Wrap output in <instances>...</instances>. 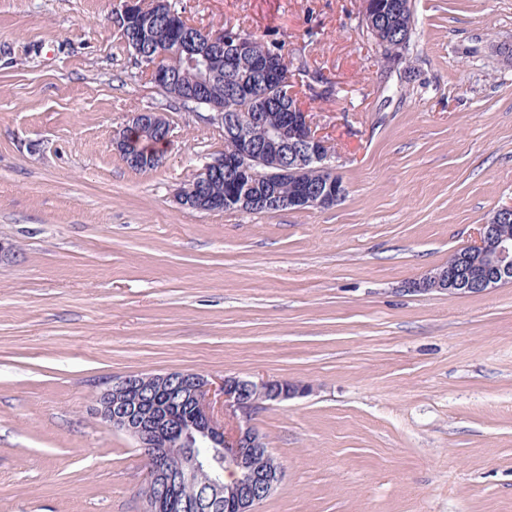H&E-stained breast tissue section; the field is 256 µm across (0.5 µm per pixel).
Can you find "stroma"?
<instances>
[{"mask_svg": "<svg viewBox=\"0 0 512 512\" xmlns=\"http://www.w3.org/2000/svg\"><path fill=\"white\" fill-rule=\"evenodd\" d=\"M282 45L346 194L198 211L224 133L149 81L122 0H0V512H142L146 460L96 394L130 374L300 381L256 414L255 512H512V284L410 291L512 203V0H412L390 67L360 0H175ZM161 112L162 165L113 132Z\"/></svg>", "mask_w": 512, "mask_h": 512, "instance_id": "1", "label": "stroma"}]
</instances>
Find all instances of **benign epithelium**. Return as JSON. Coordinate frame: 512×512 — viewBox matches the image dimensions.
Listing matches in <instances>:
<instances>
[{"label": "benign epithelium", "instance_id": "obj_1", "mask_svg": "<svg viewBox=\"0 0 512 512\" xmlns=\"http://www.w3.org/2000/svg\"><path fill=\"white\" fill-rule=\"evenodd\" d=\"M163 6L166 0H123L115 22L134 35L148 32L145 5ZM362 25L373 31L380 49L401 47L379 18L376 4L365 6ZM220 30L200 28L174 40L153 34L154 58L141 57L150 81L159 90L175 88L161 60L185 57L196 67L201 90L211 88L218 76L210 69L212 49ZM234 56L250 52L239 33L226 36ZM279 98L286 107L281 120L266 127L256 139L250 129L262 123L264 113L246 115L211 112L207 121L224 130V152L203 165L190 186L179 191L182 205L199 211L251 212L259 207L280 210L324 209L336 204L346 187L331 164L330 143L313 126L291 75L277 71ZM170 126L163 114L140 112L119 131L114 144L122 157L130 156L135 140L166 141ZM325 177L318 183L302 179L308 169ZM294 183L292 194L279 193V183ZM225 181L230 192L222 197L212 191ZM512 206L495 210L480 225L479 242L458 253L455 263L441 266L413 284L415 291L439 290L451 296L485 293L512 282ZM310 386L281 380L253 381L226 375L214 384L200 373L129 375L117 378L97 396L99 413L108 427L130 436L149 458L142 490L143 512H221L230 505L236 512H255L282 478V465L269 451L266 436L252 424L254 414L267 405L279 404L306 394ZM235 426L224 428V415ZM232 468V480L224 472Z\"/></svg>", "mask_w": 512, "mask_h": 512}]
</instances>
